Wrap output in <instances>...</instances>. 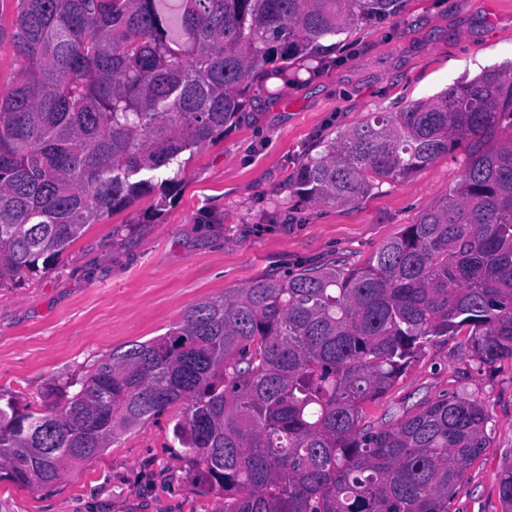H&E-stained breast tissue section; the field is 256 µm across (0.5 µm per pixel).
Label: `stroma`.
<instances>
[{
  "label": "stroma",
  "mask_w": 512,
  "mask_h": 512,
  "mask_svg": "<svg viewBox=\"0 0 512 512\" xmlns=\"http://www.w3.org/2000/svg\"><path fill=\"white\" fill-rule=\"evenodd\" d=\"M15 0H0V91L18 62ZM297 62L295 78L255 81L240 121L181 153L154 192L88 225L58 259L0 281V392L43 401L50 383L164 335L195 304L230 288L336 262L357 267L459 182L457 147L358 200L319 203L293 190L305 159L373 112L426 102L485 69L512 66V0H402L385 23L336 36ZM177 178L175 190L165 181ZM464 336L426 347L404 379L366 404L367 421L455 393L485 404L490 444L449 512H502L512 465V362L471 360ZM180 406L122 435L96 459L39 486L0 470V512H217L221 499L188 472L172 429Z\"/></svg>",
  "instance_id": "obj_1"
}]
</instances>
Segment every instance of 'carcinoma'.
Segmentation results:
<instances>
[{
	"mask_svg": "<svg viewBox=\"0 0 512 512\" xmlns=\"http://www.w3.org/2000/svg\"><path fill=\"white\" fill-rule=\"evenodd\" d=\"M21 64L0 92V280L56 259L89 224L153 191L154 172L245 112L246 88L400 0H16ZM512 70L373 112L301 163L295 192L352 202L466 143L460 182L362 267L270 277L192 307L165 336L52 385L0 395V467L47 484L174 404L188 468L219 512H448L489 440L483 402L424 400L365 422L426 345L467 335L512 359ZM512 512V466L499 478Z\"/></svg>",
	"mask_w": 512,
	"mask_h": 512,
	"instance_id": "carcinoma-1",
	"label": "carcinoma"
}]
</instances>
